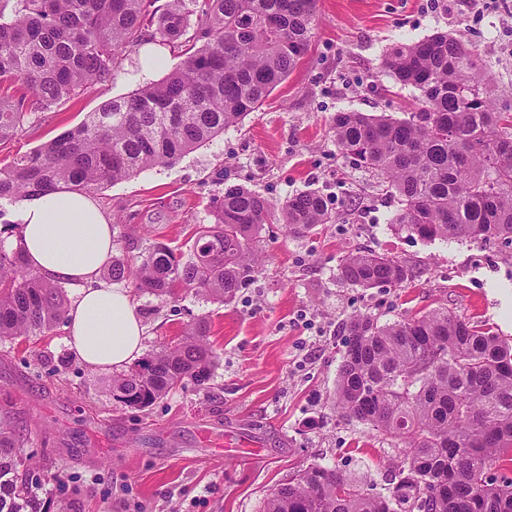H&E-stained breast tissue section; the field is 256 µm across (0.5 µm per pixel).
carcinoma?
Wrapping results in <instances>:
<instances>
[{"instance_id": "cac0c4a2", "label": "carcinoma", "mask_w": 512, "mask_h": 512, "mask_svg": "<svg viewBox=\"0 0 512 512\" xmlns=\"http://www.w3.org/2000/svg\"><path fill=\"white\" fill-rule=\"evenodd\" d=\"M14 0L0 6V141L28 114L107 84L119 55L154 29L182 48L164 79L88 113L33 152L0 167V200L59 188L92 193L170 164L263 106L306 55L318 0ZM383 67L421 92L404 119L338 112L332 133L347 156L376 171L400 200L391 223L423 240L512 242V113L497 107L482 58L437 32L392 46ZM338 220L315 192L274 204L240 185L224 188L215 222L196 229L188 258L163 243L116 256L104 270L157 297L182 288L224 302L261 272L267 224L304 233ZM0 230V339L49 333L66 317L57 283L31 271ZM340 277L362 288L400 287L413 269L385 255L348 254ZM332 397L336 413L370 426L399 449L395 493L375 495L341 468L301 469L263 512H512V344L439 308L381 324L357 314ZM207 321L112 378V400L144 409L185 380L203 386L217 354ZM23 440L0 418V512H47Z\"/></svg>"}]
</instances>
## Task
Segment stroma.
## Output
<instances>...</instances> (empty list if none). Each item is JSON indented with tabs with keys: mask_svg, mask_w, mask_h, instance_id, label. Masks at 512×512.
I'll return each instance as SVG.
<instances>
[{
	"mask_svg": "<svg viewBox=\"0 0 512 512\" xmlns=\"http://www.w3.org/2000/svg\"><path fill=\"white\" fill-rule=\"evenodd\" d=\"M437 32L464 35L498 101L512 102V0H319L307 55L262 109L172 164L95 191L119 255L156 242L190 251L195 227L213 224L230 185L276 204L316 191L339 221L302 235L266 225L263 271L231 301L135 293L144 353L204 318L218 356L208 384L184 382L147 409L115 406L111 372L74 355L66 326L0 342V408L13 406L24 451L47 476L51 512H262L273 488L311 464L359 474L385 493L396 448L331 407L349 318L386 323L444 307L512 342V245L395 232L397 198L342 154L331 131L343 111L406 117L420 92L397 84L383 57ZM141 53L128 48L108 85L30 114L0 143V166L183 60L169 45L148 64ZM359 250L407 262L415 276L402 288L345 282L339 265Z\"/></svg>",
	"mask_w": 512,
	"mask_h": 512,
	"instance_id": "obj_1",
	"label": "stroma"
}]
</instances>
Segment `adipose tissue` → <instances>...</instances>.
Segmentation results:
<instances>
[{
  "mask_svg": "<svg viewBox=\"0 0 512 512\" xmlns=\"http://www.w3.org/2000/svg\"><path fill=\"white\" fill-rule=\"evenodd\" d=\"M19 245L25 263L48 279L83 290L68 308V344L90 369L121 370L140 357L144 326L129 289L94 287L115 249L97 199L61 189L24 208Z\"/></svg>",
  "mask_w": 512,
  "mask_h": 512,
  "instance_id": "adipose-tissue-1",
  "label": "adipose tissue"
}]
</instances>
